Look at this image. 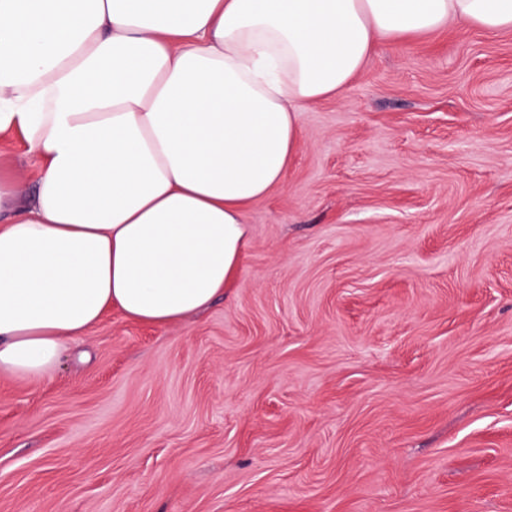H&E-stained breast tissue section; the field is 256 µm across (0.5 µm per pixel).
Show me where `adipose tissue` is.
<instances>
[{"mask_svg": "<svg viewBox=\"0 0 512 512\" xmlns=\"http://www.w3.org/2000/svg\"><path fill=\"white\" fill-rule=\"evenodd\" d=\"M512 30V0H0V376L38 380L109 308L156 326L232 281L246 205L277 187L300 114L379 41ZM0 175L20 182L26 188V197L33 195L37 164L20 135L0 139Z\"/></svg>", "mask_w": 512, "mask_h": 512, "instance_id": "1", "label": "adipose tissue"}]
</instances>
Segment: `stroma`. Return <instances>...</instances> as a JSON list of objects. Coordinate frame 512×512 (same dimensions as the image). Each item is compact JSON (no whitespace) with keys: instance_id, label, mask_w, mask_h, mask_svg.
I'll use <instances>...</instances> for the list:
<instances>
[{"instance_id":"35a3bbf8","label":"stroma","mask_w":512,"mask_h":512,"mask_svg":"<svg viewBox=\"0 0 512 512\" xmlns=\"http://www.w3.org/2000/svg\"><path fill=\"white\" fill-rule=\"evenodd\" d=\"M300 121L223 298L0 376V512H512V31L379 42Z\"/></svg>"}]
</instances>
